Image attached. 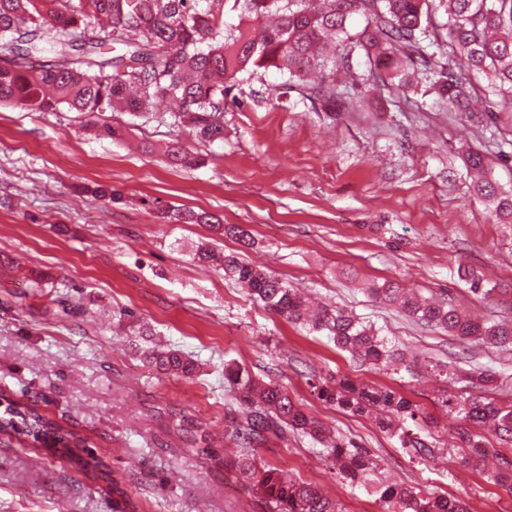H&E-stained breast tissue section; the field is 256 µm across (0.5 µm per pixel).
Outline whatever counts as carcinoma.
Masks as SVG:
<instances>
[{
	"mask_svg": "<svg viewBox=\"0 0 512 512\" xmlns=\"http://www.w3.org/2000/svg\"><path fill=\"white\" fill-rule=\"evenodd\" d=\"M243 4L249 22L224 39H211L220 24L211 8L199 0H0V56L14 66H0V105L33 112H55L61 106L84 116L98 112L149 113L159 100L174 105V119L190 123L196 136L224 138L227 83L251 68L274 67L290 78L317 76L313 94L328 108L336 103L329 80L336 69L351 71L353 49L362 50L377 69L375 80L413 87L423 72L434 74V86L448 107L467 118L475 93L473 75L481 74L488 87L512 97V0H442L448 13L446 35L433 30L430 0H234ZM354 15L366 26L351 40L347 22ZM103 38L76 43L75 34L90 25ZM127 50L110 57L102 51L107 38ZM475 191L494 206L501 221L512 223V193L488 178ZM162 219L209 224L220 234L245 238L236 225L212 223L213 217L193 211L157 207ZM219 269L224 276L247 286L249 293L280 316L302 322L331 336L336 347L373 364H388L396 350L370 325L343 308H326L308 316L303 298L278 277L234 255H226ZM370 295L415 316L428 326L442 328L462 340H478L496 348L512 346V321H480L459 312L447 300L406 294L393 283L367 288ZM145 363L163 375L191 377L196 363L179 350L147 349ZM224 380L241 408V418L229 439L242 449L230 461L250 494L265 512H342L335 499L319 486L288 477L277 467L261 463L254 450L273 433H301L326 450L337 475L352 484L369 486L384 512H468L459 499L428 495L420 488L375 478L378 463L365 448L340 437L326 440L323 425L306 414L274 384H262L239 365L224 367ZM317 397L356 415H376L379 427L404 448L420 455L429 446L413 436L406 424H430L425 412L399 393L341 379L334 385L314 386ZM0 415V433L16 438L49 441L104 490L126 498L106 464L93 455L83 457L87 438L48 418L37 402L19 403L7 396ZM442 403L463 424L458 431L457 459L480 467L495 459L489 479L512 493V456L486 447L485 429L500 442L512 443V405L496 404L472 393L450 392Z\"/></svg>",
	"mask_w": 512,
	"mask_h": 512,
	"instance_id": "obj_1",
	"label": "carcinoma"
}]
</instances>
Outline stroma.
Masks as SVG:
<instances>
[{"instance_id": "obj_1", "label": "stroma", "mask_w": 512, "mask_h": 512, "mask_svg": "<svg viewBox=\"0 0 512 512\" xmlns=\"http://www.w3.org/2000/svg\"><path fill=\"white\" fill-rule=\"evenodd\" d=\"M336 75V109L306 83L269 68L238 75L224 138L205 141L153 115L0 106V391L38 398L103 457L138 512H262L228 463L239 419L224 384L235 361L335 434L368 448L390 479L465 501L469 512H512V495L483 469L451 458L457 421L436 403L431 366L456 362L498 374L489 399L512 401V351L460 342L366 293L392 282L445 298L483 320H512V224L471 187L462 155L479 150L512 193V100L488 98L495 120L461 119L436 105L433 77L415 87L372 85L353 55ZM109 123L122 137H97ZM180 143L196 159L167 154ZM119 190L122 201L96 197ZM205 211L244 227L247 248L208 225L158 218L156 203ZM202 246L241 254L309 298L341 306L400 345L389 366L352 359L324 334L268 311L223 273L199 265ZM481 278V299L463 281ZM192 358V377L148 368L149 342ZM349 377L401 392L438 424L432 456L381 432L374 418L318 400L310 375ZM201 427L202 436L192 433ZM258 458L320 486L343 512H381L375 497L336 476L310 438L268 435ZM111 495L38 443L0 434V512H116Z\"/></svg>"}]
</instances>
